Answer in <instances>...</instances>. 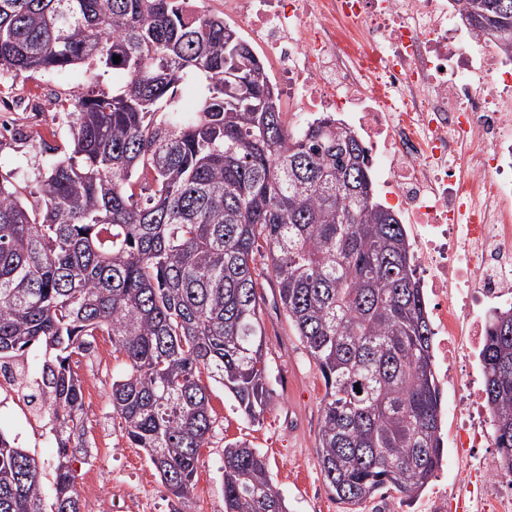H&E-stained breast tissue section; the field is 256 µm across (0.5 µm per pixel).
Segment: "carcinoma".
<instances>
[{"label":"carcinoma","mask_w":512,"mask_h":512,"mask_svg":"<svg viewBox=\"0 0 512 512\" xmlns=\"http://www.w3.org/2000/svg\"><path fill=\"white\" fill-rule=\"evenodd\" d=\"M455 3L512 55V0ZM77 67L89 78L54 96L68 138L37 200L24 201L16 170L0 171V369L43 346L28 398L56 444L48 494L42 466L0 432V512H83L71 359L100 333L125 366L110 395L123 437L189 500L214 425L201 374L251 422L269 407L258 288L270 276L326 387L325 485L347 512L385 490L415 499L443 456L433 329L404 225L376 201L358 136L330 115L291 126L222 14L190 20L184 0H0L1 74ZM108 72L122 76L111 90ZM186 84L200 93L193 111L175 99ZM480 362L492 467L512 474L511 307L490 317ZM224 512H287L241 441L224 446Z\"/></svg>","instance_id":"obj_1"}]
</instances>
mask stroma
Listing matches in <instances>:
<instances>
[{
	"instance_id": "stroma-1",
	"label": "stroma",
	"mask_w": 512,
	"mask_h": 512,
	"mask_svg": "<svg viewBox=\"0 0 512 512\" xmlns=\"http://www.w3.org/2000/svg\"><path fill=\"white\" fill-rule=\"evenodd\" d=\"M85 81L81 68L65 79L49 72H23L0 79V168L18 169L21 180L35 185L46 170L49 147L65 140L51 94ZM18 128L27 132V139L15 136ZM261 293L270 406L261 421L250 422L222 385L206 380L216 423L201 450L190 500L181 503L168 493L145 452L130 447L124 438L121 420L109 401L112 380L123 364L113 358L107 336L96 337L90 353L72 358V368L83 381L88 426V457L77 467L78 483L98 478L104 493L126 500L130 512H224V446L243 439L264 456L288 512H344L316 462L324 381L288 324L275 281L264 280ZM0 431L37 459L44 483H51L54 438L45 419L30 412L7 388H0Z\"/></svg>"
}]
</instances>
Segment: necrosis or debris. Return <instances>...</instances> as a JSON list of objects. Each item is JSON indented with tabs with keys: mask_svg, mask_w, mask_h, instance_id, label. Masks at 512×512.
Instances as JSON below:
<instances>
[{
	"mask_svg": "<svg viewBox=\"0 0 512 512\" xmlns=\"http://www.w3.org/2000/svg\"><path fill=\"white\" fill-rule=\"evenodd\" d=\"M297 124L343 114L383 160L380 195L407 215L433 303L437 380L455 448L491 446L473 374L489 312L512 307V57L463 29L448 0H224ZM420 512H512V476L469 461Z\"/></svg>",
	"mask_w": 512,
	"mask_h": 512,
	"instance_id": "4bbe7bcc",
	"label": "necrosis or debris"
}]
</instances>
